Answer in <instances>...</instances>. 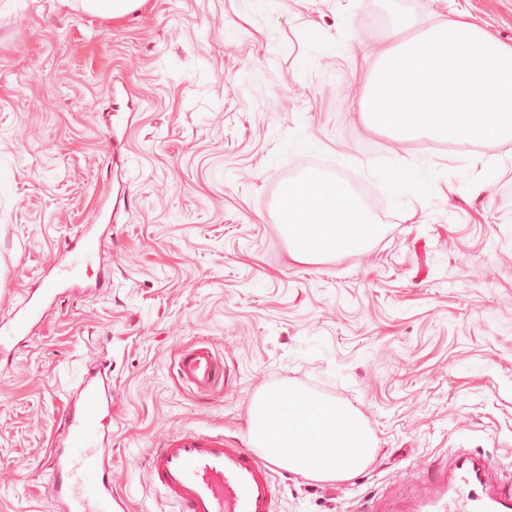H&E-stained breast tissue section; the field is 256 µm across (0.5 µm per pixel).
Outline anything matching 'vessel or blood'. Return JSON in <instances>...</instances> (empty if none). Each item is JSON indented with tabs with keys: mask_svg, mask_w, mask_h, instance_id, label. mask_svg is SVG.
Returning a JSON list of instances; mask_svg holds the SVG:
<instances>
[{
	"mask_svg": "<svg viewBox=\"0 0 512 512\" xmlns=\"http://www.w3.org/2000/svg\"><path fill=\"white\" fill-rule=\"evenodd\" d=\"M100 242L85 231L66 247L68 258L53 265L39 287L21 292L6 326L0 353L24 335L52 302L57 288L89 269ZM183 383L207 395L219 385L224 364L203 344L188 346L177 362ZM104 370L80 383L77 405L63 415L65 442L50 461L49 488L62 512H122L127 503L112 492V469L103 453L102 413L112 397L103 392ZM149 482L180 512H273V466L247 448L229 445L223 435L184 431L146 453ZM399 512H512V478L489 459L460 451L418 479Z\"/></svg>",
	"mask_w": 512,
	"mask_h": 512,
	"instance_id": "b4317fda",
	"label": "vessel or blood"
}]
</instances>
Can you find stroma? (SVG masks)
<instances>
[{"mask_svg": "<svg viewBox=\"0 0 512 512\" xmlns=\"http://www.w3.org/2000/svg\"><path fill=\"white\" fill-rule=\"evenodd\" d=\"M454 7L512 44V0H146L118 18L0 0V320L69 239L111 226L100 267L0 358V512H57L68 392L104 360L129 512H178L143 449L186 429L252 447L254 400L282 391L353 412L375 459L344 480L275 466L276 512L394 500L457 448L512 471V138L451 152L360 110L395 23ZM397 156L432 168L398 200L372 172ZM315 163L379 206L362 246L301 262L278 201ZM192 344L228 368L214 393L177 374Z\"/></svg>", "mask_w": 512, "mask_h": 512, "instance_id": "obj_1", "label": "stroma"}]
</instances>
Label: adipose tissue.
I'll use <instances>...</instances> for the list:
<instances>
[{
    "label": "adipose tissue",
    "instance_id": "adipose-tissue-1",
    "mask_svg": "<svg viewBox=\"0 0 512 512\" xmlns=\"http://www.w3.org/2000/svg\"><path fill=\"white\" fill-rule=\"evenodd\" d=\"M297 260L361 244L373 225L360 199L318 172L289 186L279 206ZM252 426L268 436L272 461L315 480H343L373 460L371 438L342 406L294 394L260 401Z\"/></svg>",
    "mask_w": 512,
    "mask_h": 512
}]
</instances>
